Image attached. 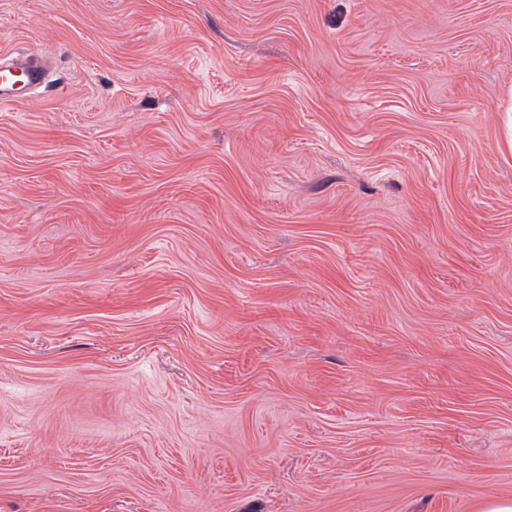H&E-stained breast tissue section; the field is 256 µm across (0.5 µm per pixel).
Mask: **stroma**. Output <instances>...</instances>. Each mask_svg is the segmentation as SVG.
Wrapping results in <instances>:
<instances>
[{
	"label": "stroma",
	"instance_id": "stroma-1",
	"mask_svg": "<svg viewBox=\"0 0 512 512\" xmlns=\"http://www.w3.org/2000/svg\"><path fill=\"white\" fill-rule=\"evenodd\" d=\"M0 512L512 499V0H0ZM9 59L10 62H5ZM45 73L33 56L16 54L6 56L1 53L0 60V102H8L20 89L32 88L44 82ZM20 85H22L20 87Z\"/></svg>",
	"mask_w": 512,
	"mask_h": 512
}]
</instances>
